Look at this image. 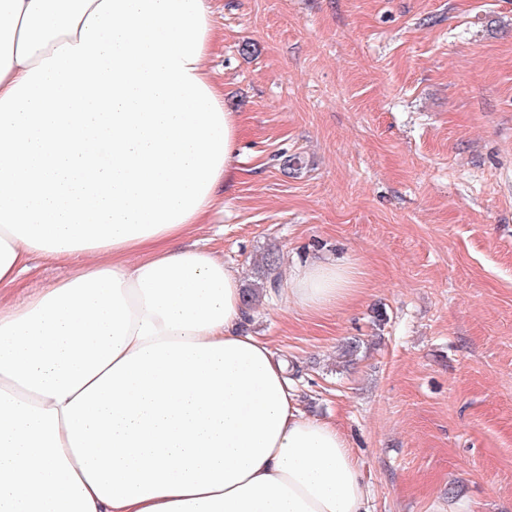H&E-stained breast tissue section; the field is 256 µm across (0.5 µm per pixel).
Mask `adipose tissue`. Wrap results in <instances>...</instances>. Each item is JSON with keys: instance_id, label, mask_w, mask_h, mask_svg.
<instances>
[{"instance_id": "ef3b65f1", "label": "adipose tissue", "mask_w": 512, "mask_h": 512, "mask_svg": "<svg viewBox=\"0 0 512 512\" xmlns=\"http://www.w3.org/2000/svg\"><path fill=\"white\" fill-rule=\"evenodd\" d=\"M207 0H0V512H367L336 426L244 328L236 271L192 243L240 126ZM361 271L319 257L318 313ZM72 265L56 263L36 256L32 261L31 270L24 274L18 286L8 292L2 290V295L9 301H17L32 293L67 278Z\"/></svg>"}]
</instances>
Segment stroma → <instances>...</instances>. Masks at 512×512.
Wrapping results in <instances>:
<instances>
[{
	"instance_id": "1",
	"label": "stroma",
	"mask_w": 512,
	"mask_h": 512,
	"mask_svg": "<svg viewBox=\"0 0 512 512\" xmlns=\"http://www.w3.org/2000/svg\"><path fill=\"white\" fill-rule=\"evenodd\" d=\"M210 5L242 161L194 237L245 288L279 255L249 331L344 435L368 512H512V0ZM318 254L364 286L313 315L283 284ZM70 273L34 257L5 297Z\"/></svg>"
}]
</instances>
